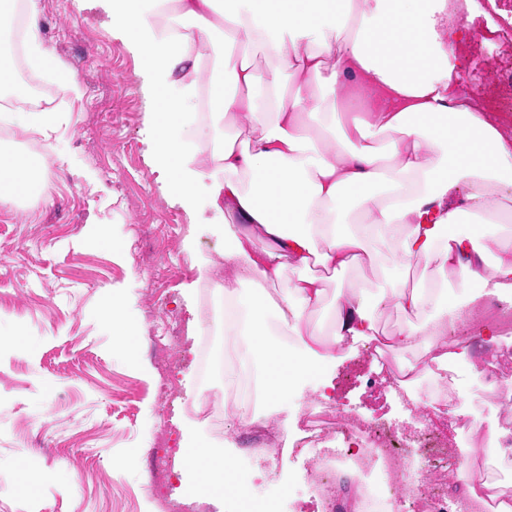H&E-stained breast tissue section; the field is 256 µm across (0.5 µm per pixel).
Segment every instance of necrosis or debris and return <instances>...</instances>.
Returning a JSON list of instances; mask_svg holds the SVG:
<instances>
[{
  "label": "necrosis or debris",
  "mask_w": 512,
  "mask_h": 512,
  "mask_svg": "<svg viewBox=\"0 0 512 512\" xmlns=\"http://www.w3.org/2000/svg\"><path fill=\"white\" fill-rule=\"evenodd\" d=\"M366 353L382 366V374L397 391L403 405L418 416L415 426L387 430L342 410L334 399L304 403L287 435L266 433L258 450L270 469H278L286 446L311 451L310 482L323 501L335 492V474L350 468L359 476L356 512H398L403 497H411L413 512H493L499 503L512 505L506 483L512 475L500 474V484H486L482 457H470L473 448L512 447V352L497 357L480 356L476 367L490 406L496 410L495 429L485 427L477 414L457 413L459 391L451 369H437L430 360L401 369L379 341L369 342ZM224 382V401L203 402L195 410L197 419L211 426L240 418L255 399L253 379L224 370L219 356H212L205 383ZM456 430L447 433V421ZM417 448L435 460L433 466L411 467L404 451Z\"/></svg>",
  "instance_id": "4bbe7bcc"
}]
</instances>
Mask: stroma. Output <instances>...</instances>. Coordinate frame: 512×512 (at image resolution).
I'll use <instances>...</instances> for the list:
<instances>
[{
    "mask_svg": "<svg viewBox=\"0 0 512 512\" xmlns=\"http://www.w3.org/2000/svg\"><path fill=\"white\" fill-rule=\"evenodd\" d=\"M43 38L76 73L73 94L49 72L35 78L50 93L54 113L48 141L76 159L80 170L55 163L43 174L45 193L0 207V512H161L153 497L150 459L159 443L177 447L178 421L203 395L197 349L202 310L224 276V246L238 227L221 224L207 205L192 212L172 195L170 175L147 152L151 134L137 52L115 37L101 0H38ZM460 90L480 99L496 59L487 50L462 51ZM116 114L113 128L97 123ZM177 231H169V215ZM390 244L350 272L352 280L391 294L434 287V259L410 270L391 261ZM210 261L211 278L196 265ZM117 300L135 327L129 349L114 345L102 307ZM178 320L181 341L166 372L154 351L163 324ZM366 340H347L326 374L344 411L366 419L413 425L414 418L386 382H371ZM171 389L162 404L160 385ZM233 457L235 470L260 501L280 512H323L310 490L309 450L296 448L280 478L253 457L252 433L231 438L202 429ZM35 468L47 480L24 488L19 473Z\"/></svg>",
    "mask_w": 512,
    "mask_h": 512,
    "instance_id": "1",
    "label": "stroma"
}]
</instances>
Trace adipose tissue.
Here are the masks:
<instances>
[{"label":"adipose tissue","instance_id":"adipose-tissue-1","mask_svg":"<svg viewBox=\"0 0 512 512\" xmlns=\"http://www.w3.org/2000/svg\"><path fill=\"white\" fill-rule=\"evenodd\" d=\"M19 3L28 65L79 91L75 73L41 36L37 0H0V21ZM105 3L113 33L136 49L159 97L147 142L153 162L170 172L185 207L204 185L224 223L245 227L224 250L229 274L220 294L234 315L227 328L247 341L244 362L257 368L267 397L245 413L247 423L265 424L305 378L317 377L318 392L327 395L333 385L324 371L336 360V342L381 335L372 311L386 298L345 277L369 257L367 239L390 241L402 268L435 255L456 276L454 291L400 288L391 297L401 310L427 311L431 335L463 322L485 296L512 301V234L486 243L480 231L495 221L491 190L512 187V137L494 114L460 95L463 65L448 0ZM203 43L226 52L201 87L195 76ZM253 43L279 62L262 101L256 70L231 53ZM349 87L350 98L342 94ZM202 96L220 117L248 113L261 134L240 146L214 144L193 126ZM213 148L217 165L202 168ZM61 158L49 144L34 161L0 156V203L41 196L34 166ZM313 259L342 277L325 332L304 327L306 312L324 301L319 279L305 273ZM288 269L298 276L273 302L262 286ZM270 308L273 325L264 317ZM281 328L290 341L275 342ZM182 436L183 484L219 502L229 457L191 427Z\"/></svg>","mask_w":512,"mask_h":512}]
</instances>
